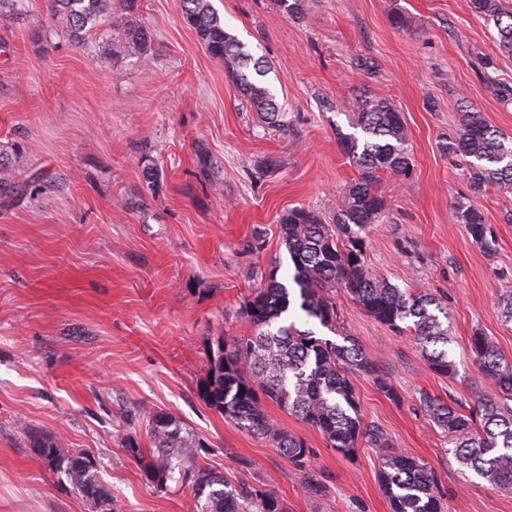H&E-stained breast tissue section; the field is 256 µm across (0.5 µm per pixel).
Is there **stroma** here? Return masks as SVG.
<instances>
[{"label":"stroma","mask_w":512,"mask_h":512,"mask_svg":"<svg viewBox=\"0 0 512 512\" xmlns=\"http://www.w3.org/2000/svg\"><path fill=\"white\" fill-rule=\"evenodd\" d=\"M226 30L269 65L264 82L290 126L241 103L222 62L182 16L180 0H140L152 36L146 62L106 58L98 36L57 32L47 0L0 13V151L19 147L20 198L0 196V512H91L44 467L27 431L65 438L95 457L121 512H192L189 487L147 484L125 438L151 446L141 408L204 438L203 465L230 483L264 486L285 512H390L372 449L346 458L275 403L270 420L314 448L326 490L259 435L206 405L198 386L218 341L248 335L244 296L271 265L291 269L280 217L333 216L358 176L336 131L343 102L385 96L402 112L409 178L382 177L383 222L368 227L367 263L398 288L447 309L453 377L434 373L409 332H395L337 292L335 331L294 312L319 337H351L394 392L353 376L365 425L430 469L446 512H512V489L462 473L422 395L498 399L470 354L479 331L512 361V323L497 300L512 286V194L472 196L442 146L462 107L512 136V56L466 0H310L302 19L275 0H210ZM407 25H392V12ZM158 169L143 178L145 161ZM475 202L495 242L483 249L457 206Z\"/></svg>","instance_id":"35a3bbf8"}]
</instances>
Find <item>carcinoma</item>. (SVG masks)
<instances>
[{"mask_svg": "<svg viewBox=\"0 0 512 512\" xmlns=\"http://www.w3.org/2000/svg\"><path fill=\"white\" fill-rule=\"evenodd\" d=\"M57 30L79 43L96 32L106 57L148 58L151 36L135 18L137 0H48ZM288 17L300 19L305 0H276ZM467 8L496 28L499 47L512 54V10L504 0H466ZM183 19L195 30L208 54L223 62L239 92L264 122L282 131L280 108L261 78L264 61L224 29L210 0H181ZM115 31L110 35L104 25ZM352 133L336 130L343 155L358 177L336 205L334 224L317 211L291 208L281 219V238L293 265L299 309L320 326L333 329L337 320L334 295L342 286L375 320L393 331L411 330L429 368L442 376L456 371L448 354L451 330L448 311L434 296H412L389 283L366 263L362 233L383 220L387 201L377 191L381 175L409 176L413 157L407 127L393 101L383 96L358 98L343 104ZM443 150L465 164L473 195L490 187L512 193V138L490 126L482 114L462 110L457 131ZM461 223L472 239L491 249V232L479 207L459 209ZM274 264L260 275L262 287L243 300L241 315L251 331L227 345L219 343L209 356L199 395L224 418L272 442L303 474L307 493L320 496L325 486L314 479L315 453L306 442L274 425L265 401L288 410L316 429L328 445L345 457L360 444L375 449L380 479L391 512H444L433 475L414 457L391 448L382 432L364 425L350 380L354 373L373 377L386 393L392 387L378 362L357 344H338L301 329L288 319L291 292L278 280ZM470 349L479 371L504 402L479 401L465 415L449 403L428 395L423 405L432 421L448 436V450L462 467L491 485L512 488V362L489 337L476 333ZM154 446L143 456L138 442L126 439V449L141 465L145 481L161 488L180 481L192 489L194 512H283L279 501L259 486L238 488L199 464L207 444L177 417L150 410L141 413ZM30 447L52 473L65 476L72 489L94 505L93 512H120L117 500L102 484L96 459L63 439L29 435Z\"/></svg>", "mask_w": 512, "mask_h": 512, "instance_id": "carcinoma-1", "label": "carcinoma"}]
</instances>
